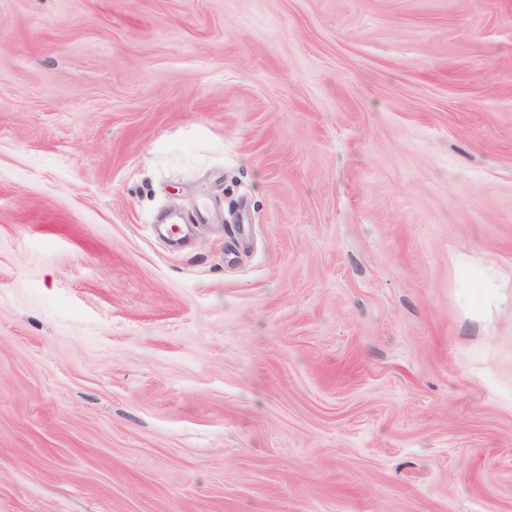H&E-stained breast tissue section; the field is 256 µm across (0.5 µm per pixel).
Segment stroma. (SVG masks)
<instances>
[{"mask_svg":"<svg viewBox=\"0 0 512 512\" xmlns=\"http://www.w3.org/2000/svg\"><path fill=\"white\" fill-rule=\"evenodd\" d=\"M0 512H512V0H0Z\"/></svg>","mask_w":512,"mask_h":512,"instance_id":"obj_1","label":"stroma"}]
</instances>
